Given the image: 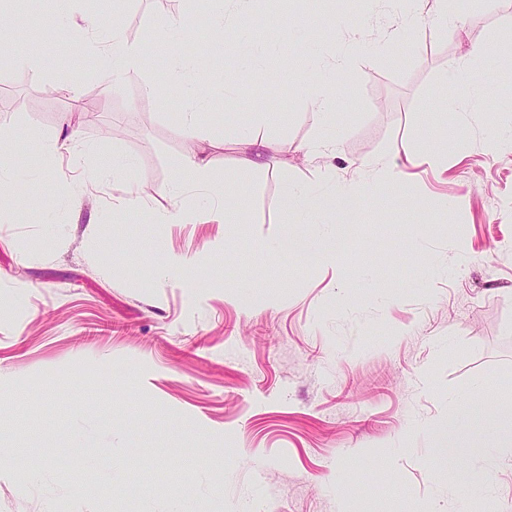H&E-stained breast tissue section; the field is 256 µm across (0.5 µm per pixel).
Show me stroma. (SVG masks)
<instances>
[{
  "label": "stroma",
  "instance_id": "obj_1",
  "mask_svg": "<svg viewBox=\"0 0 512 512\" xmlns=\"http://www.w3.org/2000/svg\"><path fill=\"white\" fill-rule=\"evenodd\" d=\"M77 8L101 35L120 23L146 64L103 80L54 23L56 0L0 6V512H512V459L491 494L459 501L448 486L469 477L442 465L433 434L450 402L474 400L484 417L465 434L508 437L484 418L512 399V151L485 142L512 136V0H472L456 35L432 0L386 27L376 0H241L244 38L221 45L198 0ZM184 13L193 75L147 41ZM288 17L290 36H269ZM347 54L349 70L330 67ZM303 71L339 86L335 117L299 89ZM188 103L203 135L224 138L206 153L228 194L222 224L152 221L198 148L177 121ZM258 112L273 123L251 126ZM75 125L101 151L80 167ZM453 128L443 163L424 161L425 140ZM323 134L338 151L309 156ZM102 159L133 172L93 181ZM286 180L359 189L329 264L262 255L335 220L288 222ZM139 193L148 213L113 210ZM171 255L185 277L161 275Z\"/></svg>",
  "mask_w": 512,
  "mask_h": 512
}]
</instances>
